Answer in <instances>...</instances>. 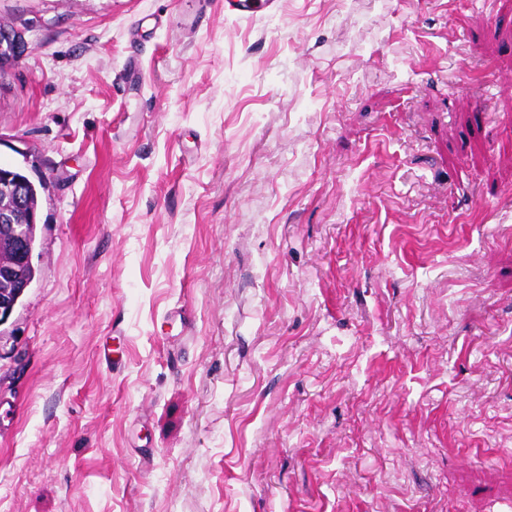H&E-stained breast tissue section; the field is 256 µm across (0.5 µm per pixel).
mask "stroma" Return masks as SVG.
I'll return each mask as SVG.
<instances>
[{
	"instance_id": "1",
	"label": "stroma",
	"mask_w": 512,
	"mask_h": 512,
	"mask_svg": "<svg viewBox=\"0 0 512 512\" xmlns=\"http://www.w3.org/2000/svg\"><path fill=\"white\" fill-rule=\"evenodd\" d=\"M0 22V512H512V0ZM22 33L16 28L0 23V68L16 61L24 52ZM12 170L0 166V246L9 245L13 253L11 265L0 267V326L6 324L14 309L34 280L36 270L27 268L28 279L24 276L22 268L29 265L32 259V246L30 242L31 228L36 224L35 200L38 202V189L18 169ZM32 185V202L27 183ZM28 222V223H27ZM2 283V288H1Z\"/></svg>"
}]
</instances>
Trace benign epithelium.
I'll return each instance as SVG.
<instances>
[{"instance_id":"obj_1","label":"benign epithelium","mask_w":512,"mask_h":512,"mask_svg":"<svg viewBox=\"0 0 512 512\" xmlns=\"http://www.w3.org/2000/svg\"><path fill=\"white\" fill-rule=\"evenodd\" d=\"M22 33L0 23V68L16 61L24 52ZM36 224L27 183L14 179L11 169L0 166V245H9L13 262L0 267V326L6 324L30 286L22 268L32 259L31 228Z\"/></svg>"}]
</instances>
